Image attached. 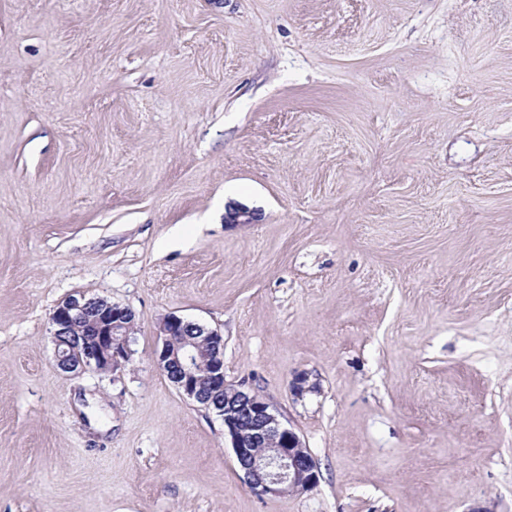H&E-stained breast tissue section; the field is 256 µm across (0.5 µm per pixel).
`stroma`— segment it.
<instances>
[{
    "mask_svg": "<svg viewBox=\"0 0 512 512\" xmlns=\"http://www.w3.org/2000/svg\"><path fill=\"white\" fill-rule=\"evenodd\" d=\"M171 313L315 487L244 485ZM0 512H512V0H0ZM135 321L131 308L104 298L82 293L67 297L51 316L57 368L71 375L106 373L128 362L132 355L129 328ZM77 324H84L87 331L74 334Z\"/></svg>",
    "mask_w": 512,
    "mask_h": 512,
    "instance_id": "obj_1",
    "label": "stroma"
}]
</instances>
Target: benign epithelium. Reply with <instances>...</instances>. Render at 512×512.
Returning <instances> with one entry per match:
<instances>
[{
  "label": "benign epithelium",
  "instance_id": "1",
  "mask_svg": "<svg viewBox=\"0 0 512 512\" xmlns=\"http://www.w3.org/2000/svg\"><path fill=\"white\" fill-rule=\"evenodd\" d=\"M135 312L104 298L82 293L63 300L51 316L57 368L67 374L113 371L132 355L129 328ZM86 330L76 335L77 325ZM157 365L183 395L224 420L243 481L260 496L277 497L285 489L305 491L318 482L319 471L300 437L285 426L256 392L224 384V338L204 324L174 314L159 324ZM209 344L214 355L204 372L183 337ZM224 397H219V394Z\"/></svg>",
  "mask_w": 512,
  "mask_h": 512
}]
</instances>
